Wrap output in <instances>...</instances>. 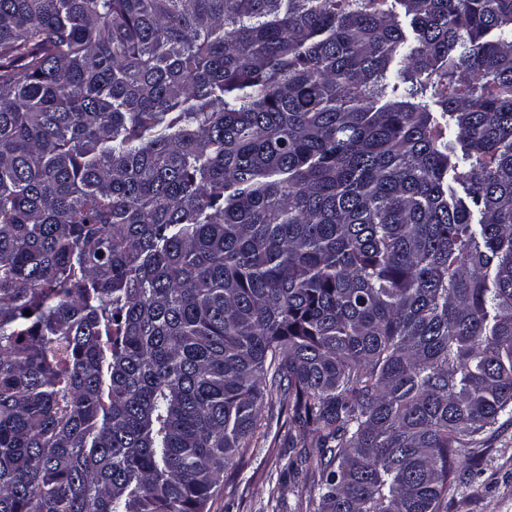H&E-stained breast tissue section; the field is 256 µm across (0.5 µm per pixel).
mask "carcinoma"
Segmentation results:
<instances>
[{
    "label": "carcinoma",
    "instance_id": "1",
    "mask_svg": "<svg viewBox=\"0 0 512 512\" xmlns=\"http://www.w3.org/2000/svg\"><path fill=\"white\" fill-rule=\"evenodd\" d=\"M503 419L512 0H0V512H209L274 423L444 512Z\"/></svg>",
    "mask_w": 512,
    "mask_h": 512
}]
</instances>
